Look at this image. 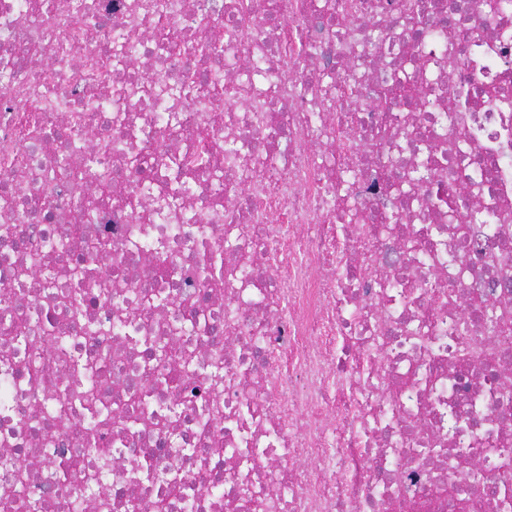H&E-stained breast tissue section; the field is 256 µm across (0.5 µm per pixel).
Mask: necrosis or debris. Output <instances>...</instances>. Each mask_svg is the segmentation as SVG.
Instances as JSON below:
<instances>
[{"mask_svg":"<svg viewBox=\"0 0 512 512\" xmlns=\"http://www.w3.org/2000/svg\"><path fill=\"white\" fill-rule=\"evenodd\" d=\"M349 2L0 0V512L512 505V0Z\"/></svg>","mask_w":512,"mask_h":512,"instance_id":"1","label":"necrosis or debris"}]
</instances>
